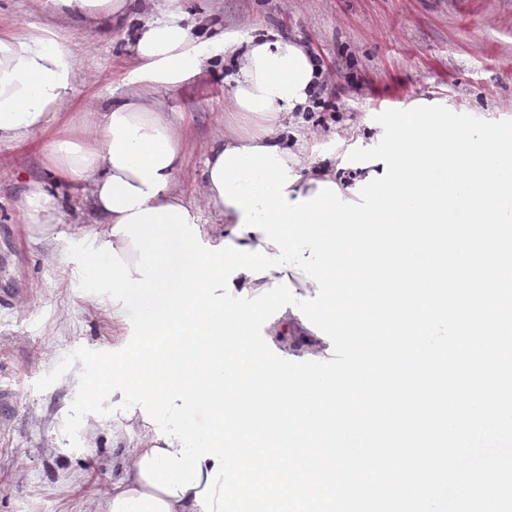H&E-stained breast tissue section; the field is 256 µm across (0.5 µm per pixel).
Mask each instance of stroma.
<instances>
[{
    "instance_id": "obj_1",
    "label": "stroma",
    "mask_w": 512,
    "mask_h": 512,
    "mask_svg": "<svg viewBox=\"0 0 512 512\" xmlns=\"http://www.w3.org/2000/svg\"><path fill=\"white\" fill-rule=\"evenodd\" d=\"M183 14L193 38L217 33L241 39L274 34L306 45L336 80L320 92L304 128L316 153L337 150L346 129L374 125L376 115L413 103L442 105L484 120L512 119V0H138L127 18L103 31L77 26L43 0H0V35L47 31L66 43L79 77L58 121L40 136L0 142V284L12 290L0 306V381L19 388L14 413L0 423V512H100L122 474L138 430L117 433V415L88 417L80 448L63 433L79 371L51 387L36 382L80 347L123 348L131 326L113 322L111 307L79 288L68 254L72 227L97 218L87 185L64 181L45 161L61 133L80 135L88 113L138 95L130 37L144 22ZM232 56L204 67L154 99L182 133L177 185L212 218L200 194L208 147L224 135ZM42 191L55 202L50 237L29 231L22 203Z\"/></svg>"
}]
</instances>
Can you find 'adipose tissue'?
<instances>
[{"label": "adipose tissue", "mask_w": 512, "mask_h": 512, "mask_svg": "<svg viewBox=\"0 0 512 512\" xmlns=\"http://www.w3.org/2000/svg\"><path fill=\"white\" fill-rule=\"evenodd\" d=\"M131 0H50L53 8L66 9L81 23H111L113 15L129 6ZM236 56L231 76L228 108L224 114V136L214 141L204 161L201 194L214 226L210 245L226 240L256 249L265 244L264 235L249 231L234 236L241 212L225 203L211 173L223 152L240 147L276 148L297 179L288 187L289 200L311 196L319 183L333 182L352 199V189L374 169H352L339 174L341 158L336 154L314 157L308 151L305 133L299 123L287 121L292 112L306 111L312 94L322 81L309 50L288 39L263 37L239 41L233 36L195 40L178 16L146 23L133 45L135 66L132 75L143 89L141 97L111 101L98 114L82 136L63 135L50 145L46 158L57 175L90 188L99 218L94 229L76 226L79 235L91 234L98 243H111L128 265H135L140 254L124 234L114 228L131 213L176 206L187 202L178 189L176 177L182 168L184 151L181 135L165 113L156 111L150 94L177 85L200 69L218 60L225 52ZM72 52L55 38L0 37V140H25L46 131L59 117L60 108L75 85ZM288 277L297 295H314L316 285L297 269L256 279L238 274L235 291L256 296L271 288L281 277ZM267 336L291 337L292 353L320 358L324 340L303 325L298 315L284 312L266 328ZM156 433H147L130 450L121 478L112 486L102 512H203L195 489L171 496L149 485L140 474V462L157 446Z\"/></svg>", "instance_id": "obj_1"}]
</instances>
